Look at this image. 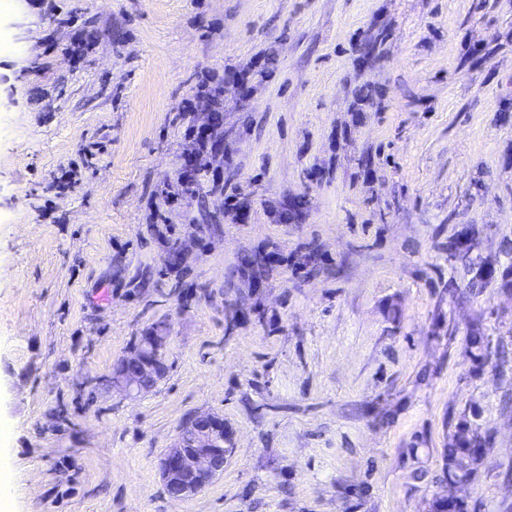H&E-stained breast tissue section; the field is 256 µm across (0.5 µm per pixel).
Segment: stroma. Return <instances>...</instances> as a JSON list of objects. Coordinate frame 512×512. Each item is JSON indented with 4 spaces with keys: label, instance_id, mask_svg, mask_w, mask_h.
<instances>
[{
    "label": "stroma",
    "instance_id": "35a3bbf8",
    "mask_svg": "<svg viewBox=\"0 0 512 512\" xmlns=\"http://www.w3.org/2000/svg\"><path fill=\"white\" fill-rule=\"evenodd\" d=\"M3 43L15 512H428L450 492L512 512V0H6ZM467 225L493 278L448 254ZM310 246L321 263L295 274ZM265 248L284 261L252 281L240 260ZM161 321L170 369L128 398L113 365ZM196 413L223 416L233 454L175 500L159 461ZM461 420L489 445L450 489Z\"/></svg>",
    "mask_w": 512,
    "mask_h": 512
}]
</instances>
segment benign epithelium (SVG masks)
I'll return each mask as SVG.
<instances>
[{
  "mask_svg": "<svg viewBox=\"0 0 512 512\" xmlns=\"http://www.w3.org/2000/svg\"><path fill=\"white\" fill-rule=\"evenodd\" d=\"M168 333L152 330L125 357L124 373L114 385L128 395H139L162 375ZM233 449L224 447V418L211 413L195 414L180 427L174 443L160 462V476L168 494L184 499L207 489L219 476Z\"/></svg>",
  "mask_w": 512,
  "mask_h": 512,
  "instance_id": "1",
  "label": "benign epithelium"
}]
</instances>
